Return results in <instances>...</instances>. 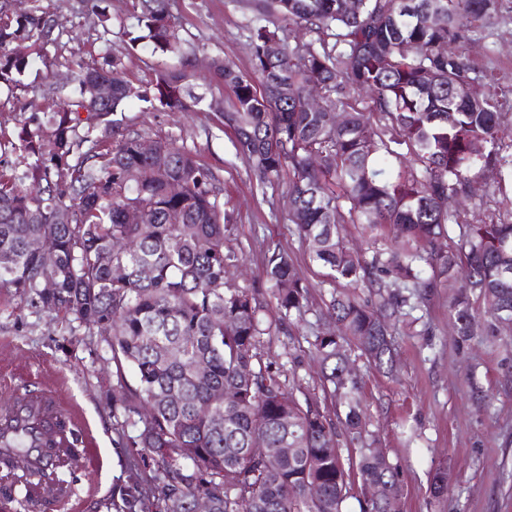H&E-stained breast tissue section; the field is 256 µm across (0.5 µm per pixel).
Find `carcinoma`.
Segmentation results:
<instances>
[{
    "instance_id": "obj_1",
    "label": "carcinoma",
    "mask_w": 512,
    "mask_h": 512,
    "mask_svg": "<svg viewBox=\"0 0 512 512\" xmlns=\"http://www.w3.org/2000/svg\"><path fill=\"white\" fill-rule=\"evenodd\" d=\"M101 2L86 0L99 61L68 59L73 89L50 80L39 87L59 99L56 110L0 129V288L19 303L76 315L110 348L118 379L112 407L136 432L132 447L143 449L142 474L113 509L194 512L204 498L211 512H343L354 472L364 486L391 488L383 500H363L361 512H401L398 467L376 447L359 409L361 382L344 369L354 348L390 369L391 336L400 327L415 333L417 319L405 316L440 288L448 289L459 338L472 336L475 302L490 319L486 335L512 332V215L461 224L447 205L487 169L512 182L492 75L463 49L499 0H361L357 14L344 0H253L252 74L227 59L213 69L232 93L224 126L237 152L262 189L288 177L293 233L342 287L320 312L333 327L308 342L329 407L296 395L261 351L262 337L292 334L287 321L311 311L309 285L288 249L267 246L263 282L210 287L242 261L230 245L235 217L221 202L219 179L198 162L196 147L153 138L118 117L132 101L154 112H195L203 102L192 83L195 54L169 0H140L134 22L119 23L131 48L179 58V68L156 69L145 88L112 52L114 21ZM292 27L316 38L292 45L282 36ZM63 33L41 5L17 14L0 0V89L10 92L1 107L32 89L21 76L50 63L48 48L60 46ZM272 40L283 46L273 59L265 52ZM21 43L24 55L16 52ZM405 44L415 53L404 54ZM444 44L456 50L444 53ZM98 78L112 83L106 104L82 96L85 81ZM313 82L323 84L325 110L304 107ZM460 83L469 86L464 97L455 93ZM285 84L293 96L283 99ZM352 93L366 94L367 106L349 107ZM333 110L343 112L342 125L332 122ZM162 170L182 183L181 193L167 191ZM129 207L141 211V223L126 222ZM60 210L71 223L55 221ZM172 212L183 223H169ZM344 224L359 227L366 247L346 245ZM383 228L399 248L376 246ZM39 237L54 241L50 266L29 248ZM117 265L126 270L121 279L112 277ZM361 288L376 289L377 300L360 298ZM270 305L275 319L265 316ZM126 366L134 387L123 378ZM226 391L230 397L213 403ZM28 436L19 427L0 436L7 500L57 483L60 469L81 457L74 446L32 448ZM257 436L267 441L262 454L252 451ZM313 484L319 495L309 498Z\"/></svg>"
}]
</instances>
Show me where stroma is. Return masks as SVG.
<instances>
[{
	"instance_id": "stroma-1",
	"label": "stroma",
	"mask_w": 512,
	"mask_h": 512,
	"mask_svg": "<svg viewBox=\"0 0 512 512\" xmlns=\"http://www.w3.org/2000/svg\"><path fill=\"white\" fill-rule=\"evenodd\" d=\"M72 29L63 56L96 59L99 43L82 17V0H41ZM173 13L180 35L195 47L194 83L205 106L195 112L125 109L131 128L154 138L195 143L200 163L220 177L226 209L237 217L236 244L243 260L226 280L236 288L265 278L264 252L278 242L291 253L299 274L311 286L314 308L333 291L312 262L288 220L287 181L259 188L246 158L238 155L221 108L231 93L215 86L208 59H228L241 72L251 70V0H176ZM469 51L479 67L492 71L501 114L502 147L512 146V0H499ZM512 212V187L488 174L467 205L464 220L475 222ZM426 336L397 334L396 363L386 374L359 353L352 365L363 381L361 405L380 448L401 471L403 512H512V336H490L486 317H478L473 339L458 342L448 320V295L436 294L424 317ZM112 354L102 337L72 317L54 316L31 304H17L0 289V406L15 390L39 382L73 408L95 441L96 464L80 475L73 512H113L112 499L130 481L137 455L120 429L121 414L107 394L116 384ZM486 394L475 406L471 387ZM448 478L447 494L434 495L437 474Z\"/></svg>"
}]
</instances>
